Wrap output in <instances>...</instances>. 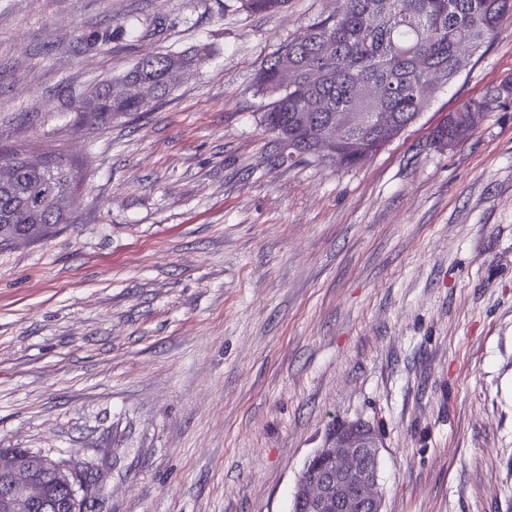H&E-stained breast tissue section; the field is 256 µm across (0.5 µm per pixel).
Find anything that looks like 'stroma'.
I'll list each match as a JSON object with an SVG mask.
<instances>
[{"instance_id": "1", "label": "stroma", "mask_w": 512, "mask_h": 512, "mask_svg": "<svg viewBox=\"0 0 512 512\" xmlns=\"http://www.w3.org/2000/svg\"><path fill=\"white\" fill-rule=\"evenodd\" d=\"M336 0H0V146L86 162L68 224L0 249V448L86 512H290L334 423L380 433L384 512H512V26L352 168L273 161L254 77ZM206 49L143 117L71 105ZM491 95L497 99L512 97V84L507 81L500 84L491 92L481 96L465 99L460 105L452 111L448 119L444 120L433 132V141L436 144L448 145V136H453L454 122L457 126H470L473 115L481 114L482 119L486 116V112H491L493 108H488L486 98Z\"/></svg>"}]
</instances>
